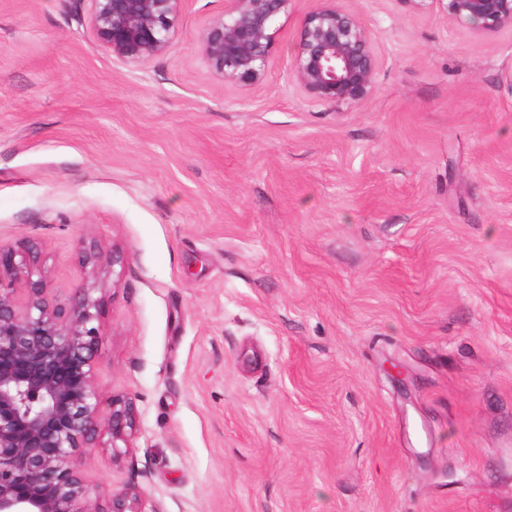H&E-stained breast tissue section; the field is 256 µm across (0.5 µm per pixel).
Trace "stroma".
Wrapping results in <instances>:
<instances>
[{
	"label": "stroma",
	"mask_w": 512,
	"mask_h": 512,
	"mask_svg": "<svg viewBox=\"0 0 512 512\" xmlns=\"http://www.w3.org/2000/svg\"><path fill=\"white\" fill-rule=\"evenodd\" d=\"M320 0H291L251 86L200 39L105 53L88 0H0V243L55 295L104 273L95 385L131 447L87 449L109 512H512V28L437 0H343L372 94L314 102L292 74ZM141 494L136 487H127L112 495V511L110 512H144Z\"/></svg>",
	"instance_id": "35a3bbf8"
}]
</instances>
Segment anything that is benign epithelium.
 <instances>
[{"instance_id": "1", "label": "benign epithelium", "mask_w": 512, "mask_h": 512, "mask_svg": "<svg viewBox=\"0 0 512 512\" xmlns=\"http://www.w3.org/2000/svg\"><path fill=\"white\" fill-rule=\"evenodd\" d=\"M90 24L102 48L131 65L167 52L183 0H90ZM290 0H225L224 13L204 29L200 45L212 71L251 85L265 74L277 19ZM325 0L303 20L292 64L314 101L336 107L371 94L377 61L358 17ZM448 17L481 31L512 27V0H437ZM85 283L57 300L31 241L0 245V512H99L93 487L76 459L102 431L112 447L136 431L133 403L112 397L101 413L94 364L102 298L94 295L104 261L93 248L80 259ZM112 512H144L139 490L112 494Z\"/></svg>"}]
</instances>
